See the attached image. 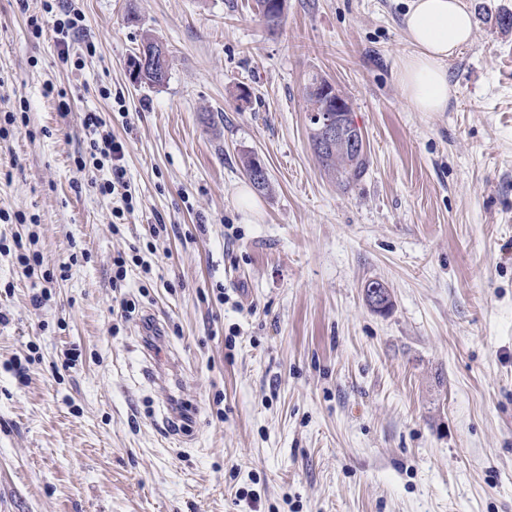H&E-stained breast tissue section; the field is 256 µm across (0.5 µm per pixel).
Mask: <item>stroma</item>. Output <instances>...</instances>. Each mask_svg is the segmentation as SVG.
Returning a JSON list of instances; mask_svg holds the SVG:
<instances>
[{
	"mask_svg": "<svg viewBox=\"0 0 512 512\" xmlns=\"http://www.w3.org/2000/svg\"><path fill=\"white\" fill-rule=\"evenodd\" d=\"M41 3L0 0V238L35 233L54 275L0 253V512H512V0H465L442 112L397 81L408 0H287L273 36L255 0H77L65 54ZM149 36L158 86L129 75ZM315 75L365 134L347 191L310 146ZM87 112L125 147L117 230L109 170L76 165Z\"/></svg>",
	"mask_w": 512,
	"mask_h": 512,
	"instance_id": "obj_1",
	"label": "stroma"
}]
</instances>
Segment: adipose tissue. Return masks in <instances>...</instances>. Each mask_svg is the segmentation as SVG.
<instances>
[{"instance_id":"adipose-tissue-1","label":"adipose tissue","mask_w":512,"mask_h":512,"mask_svg":"<svg viewBox=\"0 0 512 512\" xmlns=\"http://www.w3.org/2000/svg\"><path fill=\"white\" fill-rule=\"evenodd\" d=\"M404 24L412 51L401 62L398 83L415 111H445L448 59L471 40V14L462 0H411Z\"/></svg>"}]
</instances>
